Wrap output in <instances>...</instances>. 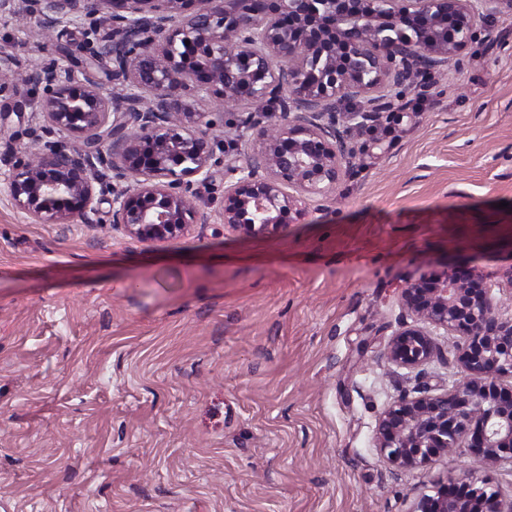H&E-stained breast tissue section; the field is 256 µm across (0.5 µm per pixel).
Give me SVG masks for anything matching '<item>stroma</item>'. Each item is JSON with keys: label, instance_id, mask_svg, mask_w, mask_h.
<instances>
[{"label": "stroma", "instance_id": "obj_1", "mask_svg": "<svg viewBox=\"0 0 512 512\" xmlns=\"http://www.w3.org/2000/svg\"><path fill=\"white\" fill-rule=\"evenodd\" d=\"M460 66L391 98L352 135L354 169L279 233L206 223L155 247L92 224H37L0 193V512H412L463 453L394 473L375 446L401 394L462 380L385 349L398 294L442 261L512 267V9ZM22 62L64 60L0 21ZM0 171L37 125L0 98Z\"/></svg>", "mask_w": 512, "mask_h": 512}]
</instances>
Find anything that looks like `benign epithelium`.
<instances>
[{"label":"benign epithelium","instance_id":"benign-epithelium-1","mask_svg":"<svg viewBox=\"0 0 512 512\" xmlns=\"http://www.w3.org/2000/svg\"><path fill=\"white\" fill-rule=\"evenodd\" d=\"M512 0H0V20L29 19L54 38L95 18L77 45L110 72L105 91L72 61L22 72L0 50V94L21 98L41 131L38 146L0 174L11 204L52 224L110 225L148 246L188 234L199 210L193 184L224 178V232L277 233L353 170L344 136L373 132L381 102L414 91V76L460 64L491 38L487 20ZM288 65H283V61ZM229 102L265 115L224 123L201 108ZM249 141L238 158V142ZM108 205L103 210L102 205ZM399 303L412 323L385 357L417 369L444 356L435 335H457L466 378L440 393L403 395L380 414L375 447L410 470L463 448L476 463L512 460V316L497 308L484 276L444 265L409 280ZM413 512H512L451 476Z\"/></svg>","mask_w":512,"mask_h":512}]
</instances>
